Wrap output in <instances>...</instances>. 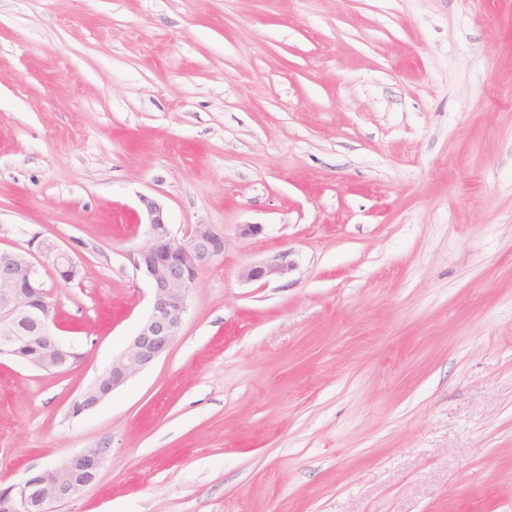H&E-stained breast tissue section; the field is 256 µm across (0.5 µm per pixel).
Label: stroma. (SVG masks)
<instances>
[{
	"instance_id": "1",
	"label": "stroma",
	"mask_w": 512,
	"mask_h": 512,
	"mask_svg": "<svg viewBox=\"0 0 512 512\" xmlns=\"http://www.w3.org/2000/svg\"><path fill=\"white\" fill-rule=\"evenodd\" d=\"M143 195L224 256L73 417L149 311ZM36 234L82 358L0 360L1 488L106 440L51 512H512V0H0V247ZM288 270L289 265L286 261V256L283 255L281 260L248 266L243 270L242 275L249 281H267L285 276Z\"/></svg>"
}]
</instances>
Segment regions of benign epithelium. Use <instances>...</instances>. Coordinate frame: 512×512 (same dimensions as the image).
Segmentation results:
<instances>
[{
	"label": "benign epithelium",
	"instance_id": "1",
	"mask_svg": "<svg viewBox=\"0 0 512 512\" xmlns=\"http://www.w3.org/2000/svg\"><path fill=\"white\" fill-rule=\"evenodd\" d=\"M141 203L146 238L130 253V260L150 287V311L124 350L72 400L69 412L74 416L96 408L170 348L181 330L199 272L224 256V236L209 225L197 224L179 237L160 202L143 197ZM288 270L283 256L246 267L243 277L267 281L285 276ZM44 271L64 283L81 273L72 255L50 238L34 235L26 250L0 248V358L64 373L81 359V353L57 334L58 306L45 287ZM109 452L106 442L85 448L57 466L31 474L16 492L11 487L0 489V512H49L55 502L80 497L96 480Z\"/></svg>",
	"mask_w": 512,
	"mask_h": 512
}]
</instances>
